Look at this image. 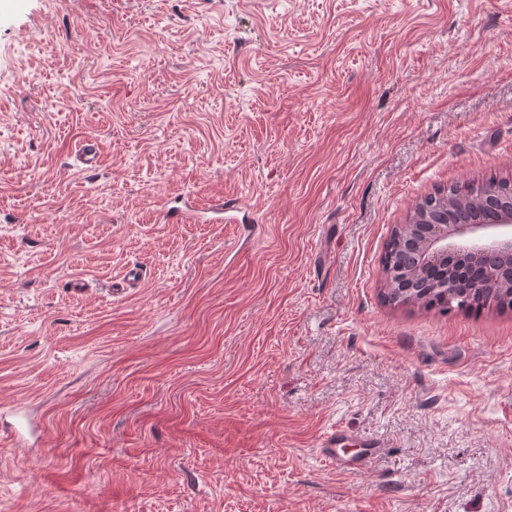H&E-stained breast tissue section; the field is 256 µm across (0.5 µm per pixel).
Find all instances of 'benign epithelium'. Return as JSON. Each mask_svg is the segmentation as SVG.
<instances>
[{"instance_id": "7a95c632", "label": "benign epithelium", "mask_w": 512, "mask_h": 512, "mask_svg": "<svg viewBox=\"0 0 512 512\" xmlns=\"http://www.w3.org/2000/svg\"><path fill=\"white\" fill-rule=\"evenodd\" d=\"M408 255L423 273L437 272L428 285L448 290V304L465 300L458 294L456 279L476 267L485 277L479 288L503 287L498 263L512 267V205L493 223L476 217L466 224H408Z\"/></svg>"}]
</instances>
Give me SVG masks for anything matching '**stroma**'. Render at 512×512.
<instances>
[{"label": "stroma", "instance_id": "1", "mask_svg": "<svg viewBox=\"0 0 512 512\" xmlns=\"http://www.w3.org/2000/svg\"><path fill=\"white\" fill-rule=\"evenodd\" d=\"M493 176L512 0H0V512H512V309L382 298ZM231 209L232 206L224 205V200H222L211 205L207 212H202V214H208L207 216L202 215L201 213L189 209L187 207L182 208L178 206L168 207L165 212V216L167 220L172 223L202 220L204 222H208L211 224H222L224 223V218H226V214ZM405 247V239L398 230H395L394 234L389 238L386 243L384 255H383V267H385L388 263L392 265L388 266L385 271V287L389 286L393 280L398 276L400 271L394 270L398 268V260L402 251ZM347 438L345 430L336 427L328 430L318 444V453L320 457L337 471H350L361 469L367 459L374 453L380 443L374 439L366 438L363 440V452L355 458H345L338 453L337 448Z\"/></svg>", "mask_w": 512, "mask_h": 512}]
</instances>
